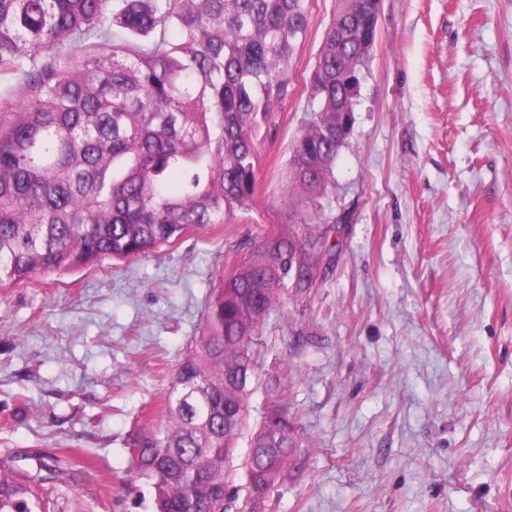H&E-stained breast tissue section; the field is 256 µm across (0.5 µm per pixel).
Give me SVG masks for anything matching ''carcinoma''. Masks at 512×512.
<instances>
[{"label": "carcinoma", "instance_id": "1", "mask_svg": "<svg viewBox=\"0 0 512 512\" xmlns=\"http://www.w3.org/2000/svg\"><path fill=\"white\" fill-rule=\"evenodd\" d=\"M336 3L285 172L293 219L224 268L158 413L130 439L152 512H230L263 325L336 265L347 217L321 198L378 27L372 0ZM309 28V0H0V288L232 223L253 202ZM299 446L288 388H272L247 487L267 498ZM48 486H69L60 465L0 457V512H52Z\"/></svg>", "mask_w": 512, "mask_h": 512}]
</instances>
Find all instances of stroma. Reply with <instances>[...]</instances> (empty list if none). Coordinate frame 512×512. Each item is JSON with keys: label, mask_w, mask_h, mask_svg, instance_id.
Here are the masks:
<instances>
[{"label": "stroma", "mask_w": 512, "mask_h": 512, "mask_svg": "<svg viewBox=\"0 0 512 512\" xmlns=\"http://www.w3.org/2000/svg\"><path fill=\"white\" fill-rule=\"evenodd\" d=\"M334 8L310 0L248 210L142 259L0 289V456L58 458L90 512H151L127 442L225 265L288 221L284 172ZM360 79L322 201L350 216L339 259L262 330L233 508L276 378L302 446L264 512H512V0H382Z\"/></svg>", "instance_id": "obj_1"}]
</instances>
